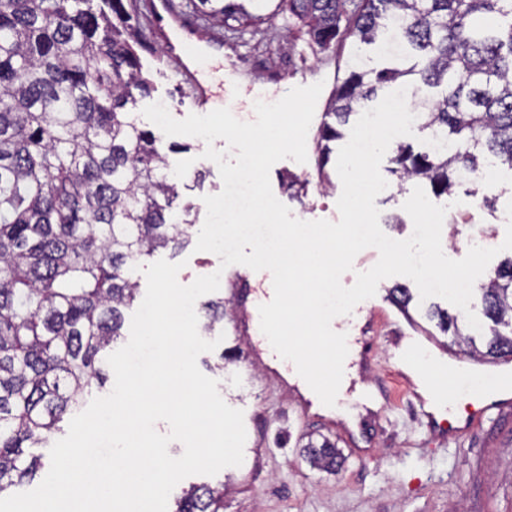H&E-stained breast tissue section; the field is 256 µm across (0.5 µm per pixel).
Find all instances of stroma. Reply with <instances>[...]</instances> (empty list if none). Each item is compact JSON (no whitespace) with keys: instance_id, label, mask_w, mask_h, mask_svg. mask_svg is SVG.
I'll return each instance as SVG.
<instances>
[{"instance_id":"1","label":"stroma","mask_w":512,"mask_h":512,"mask_svg":"<svg viewBox=\"0 0 512 512\" xmlns=\"http://www.w3.org/2000/svg\"><path fill=\"white\" fill-rule=\"evenodd\" d=\"M284 32L285 22L279 18L273 25H261L252 39L225 42L222 105L237 119L255 120L256 94L276 101L290 88L319 82L323 89L313 120L321 122L336 71H347L360 60L378 68L386 64L376 47L350 38L337 43L334 51L316 55L304 39L285 37ZM140 57L153 91L138 101V108L159 102L175 119L191 114L172 79L173 64L165 54L148 48L141 50ZM174 142L183 150L170 154V163L189 159L194 167L182 179L184 200L198 205L204 196L220 193L223 183L218 167L203 156L205 141L185 135L162 140L166 146ZM391 166L390 158H383L380 170L388 186L375 204L383 232L404 240L412 235L413 222L403 204L415 184L399 183ZM314 169L311 161L299 164L288 158L275 163L270 170L272 191L293 217L338 221L342 184L335 163L326 166L331 182L326 190L315 178L297 197L282 180L284 174L300 176ZM197 170L204 171L203 182H195ZM477 189V196L471 198L460 190L439 198V205L447 209L443 225L453 234L451 240L443 241L442 249L456 260L473 245L499 248L500 259L510 258L512 252L503 250L501 244L511 219L506 207L512 201V179L489 176ZM154 257L180 264L178 280L184 285L219 269L226 277L218 291L225 299V338L216 350L197 359L200 371L217 380L224 401L244 413V461L218 474L224 482V512H512V410L489 414L465 435L444 440L426 426L414 406L413 391L405 380L408 356L397 349L393 335L402 316L390 296L391 288L412 286V279L386 278L375 296L363 302L372 311L360 330L373 341L370 379L388 391L390 404L366 429V447L357 452L354 438L340 421L301 415L282 386L265 377L261 367L249 364L246 343L234 330L238 311L229 300L227 280L236 274L253 279L256 271L240 264L221 267L218 256L195 251L190 245L179 251L161 249ZM434 306L452 315L459 312L440 297L413 299L408 310L437 342L433 353L438 366L430 371L429 387L444 396L453 383L440 366L448 361L446 349L452 338L442 333L436 318L431 317ZM325 439L335 444L341 461L333 472L313 468L307 455L308 441Z\"/></svg>"}]
</instances>
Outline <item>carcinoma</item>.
<instances>
[{
    "mask_svg": "<svg viewBox=\"0 0 512 512\" xmlns=\"http://www.w3.org/2000/svg\"><path fill=\"white\" fill-rule=\"evenodd\" d=\"M232 38L278 15L322 52L339 37L379 44L393 68L353 67L337 82L317 139L319 168L340 127L390 85L416 93L423 151L400 144L391 172L441 198L493 164L512 171V0H188ZM135 0H0V495L35 479L59 424L107 378L138 284L127 270L160 248L182 249L177 184L159 137L130 107L150 95L136 46ZM438 88L435 98L422 87ZM490 320L479 349L458 317L437 311L461 351L512 356V258L482 284ZM224 325V299L199 310ZM336 466V446L307 445ZM173 512H224V483L192 485Z\"/></svg>",
    "mask_w": 512,
    "mask_h": 512,
    "instance_id": "cac0c4a2",
    "label": "carcinoma"
}]
</instances>
